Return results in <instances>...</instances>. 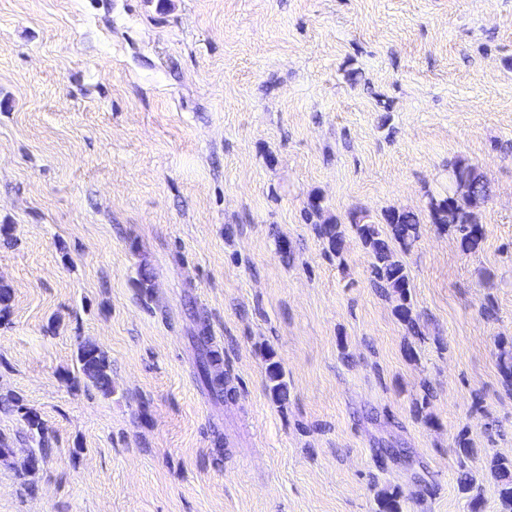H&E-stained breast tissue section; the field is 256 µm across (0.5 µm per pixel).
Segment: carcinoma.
I'll list each match as a JSON object with an SVG mask.
<instances>
[{
  "mask_svg": "<svg viewBox=\"0 0 512 512\" xmlns=\"http://www.w3.org/2000/svg\"><path fill=\"white\" fill-rule=\"evenodd\" d=\"M454 174V185L448 187L444 197H433L429 202L431 223L440 230H452L457 234L460 245L465 251L477 249L483 238V227L479 222L478 209L489 197L490 188L484 175L475 167L461 161L451 167ZM323 206L321 200H310L304 215L306 221L316 224L320 237L325 239L330 250L339 255L344 247V233L341 225L322 219ZM355 232L372 257L371 274L374 284L383 291L398 296L399 304L395 308L397 317L405 323L408 332L413 336L422 335L418 319L413 316L411 304V283L406 267L392 243H397L407 250L419 238L421 223L417 213L399 208H388L383 213V223L367 222L365 216L352 217ZM198 351V377L204 387L213 395L227 396L232 389L223 385L221 373L217 365L218 359L210 346V337L206 333L192 337ZM80 372L86 383L104 395L112 393V377L110 363L105 353L95 344L83 343L78 349ZM502 383L512 387V344H500L497 364ZM270 390L281 399L288 392L283 381V372L276 362L267 368ZM46 448L28 454L15 470L27 477L39 471L40 461L44 458ZM485 470L496 481L500 512H512V457L494 454L485 460ZM461 491L470 498L472 512H479L481 497L478 493L474 476L466 472L459 480ZM400 491H385L377 495V512H400Z\"/></svg>",
  "mask_w": 512,
  "mask_h": 512,
  "instance_id": "obj_1",
  "label": "carcinoma"
}]
</instances>
